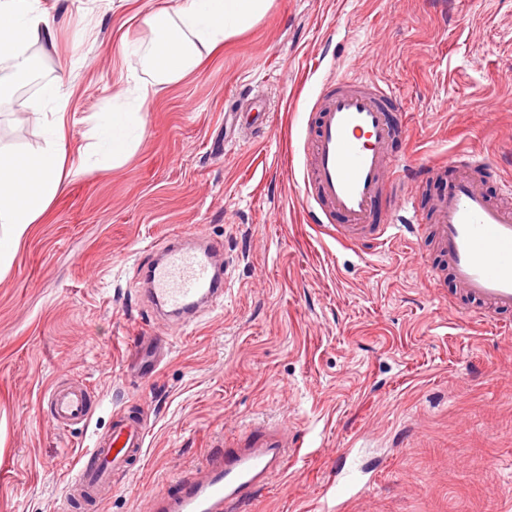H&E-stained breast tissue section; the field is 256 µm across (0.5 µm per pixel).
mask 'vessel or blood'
<instances>
[{
    "instance_id": "obj_1",
    "label": "vessel or blood",
    "mask_w": 512,
    "mask_h": 512,
    "mask_svg": "<svg viewBox=\"0 0 512 512\" xmlns=\"http://www.w3.org/2000/svg\"><path fill=\"white\" fill-rule=\"evenodd\" d=\"M396 94L376 76L350 80L337 76L321 88L311 110L313 135L294 184L312 223L328 229L341 245L358 251L398 241H423L433 235L443 267L426 264L430 287L440 282V269L453 276L458 298L448 308L469 320L512 313V176L500 179L501 202L490 201L481 172L485 156L450 155L452 173L435 206L432 224H425L408 178H422L425 167L410 168L389 149L398 126L392 106ZM390 190L393 205L387 219L371 223L375 204ZM222 245L209 241L200 248L169 243L147 273L153 300L171 312H195L222 293L215 258ZM162 355L160 341L143 339L136 352L139 373L154 371ZM54 423L63 428L86 425L94 396L82 382H55L43 395ZM149 427L127 415L104 434L94 435L81 449L77 467L67 482L66 501L89 502L118 475L128 474L142 457ZM276 431L248 434L240 447L225 449L202 466L194 481L178 480L177 488L161 494L155 512H246L271 479L297 458ZM372 479L357 469L337 468L336 476L316 505L317 512H346L349 502L367 493Z\"/></svg>"
}]
</instances>
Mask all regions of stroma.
<instances>
[{"mask_svg": "<svg viewBox=\"0 0 512 512\" xmlns=\"http://www.w3.org/2000/svg\"><path fill=\"white\" fill-rule=\"evenodd\" d=\"M169 0H40L52 45L0 99V147L33 153L42 87L69 73L71 154L89 118L140 68V18ZM392 85L406 132L391 150L421 164L481 152L498 199L512 172V0H274L183 81L164 86L120 168L70 183L0 273V512H58L74 459L129 409L149 419L143 462L92 512H146L174 476L254 429L303 439L247 512H312L344 448L377 468L350 512H512V313L467 323L426 287L417 246L355 254L310 224L291 175L307 103L327 78ZM263 101L265 136L224 139V114ZM223 245L221 304L166 329L143 300V267L172 234ZM165 337L148 379L135 336ZM95 393L88 427L57 429L41 405L58 379Z\"/></svg>", "mask_w": 512, "mask_h": 512, "instance_id": "1", "label": "stroma"}]
</instances>
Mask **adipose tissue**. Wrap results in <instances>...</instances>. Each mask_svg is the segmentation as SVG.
Instances as JSON below:
<instances>
[{"label": "adipose tissue", "mask_w": 512, "mask_h": 512, "mask_svg": "<svg viewBox=\"0 0 512 512\" xmlns=\"http://www.w3.org/2000/svg\"><path fill=\"white\" fill-rule=\"evenodd\" d=\"M272 4L179 0L177 6L144 15L141 22L155 40L141 56L140 74L131 75L116 91L112 109L96 113L91 156L69 161L63 118H48L40 103L32 102V115L47 127L44 147L27 155L0 150V269L9 267L13 249L68 182L86 171L90 157H98L103 168L116 169L136 152L146 133V113L160 87L192 74L206 55L252 28ZM53 39V19L38 0H0V49L8 54L13 80H26L39 66L29 47L49 45Z\"/></svg>", "instance_id": "ef3b65f1"}]
</instances>
